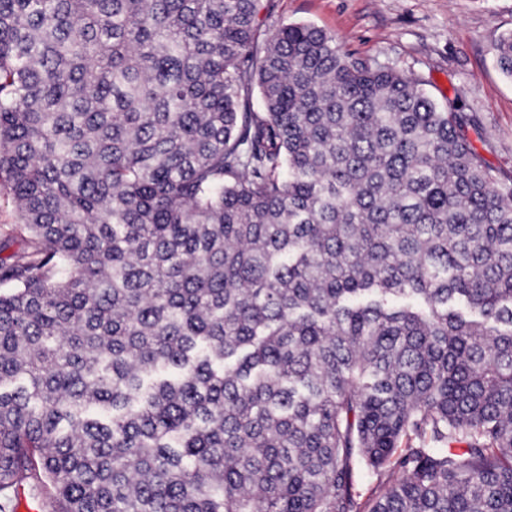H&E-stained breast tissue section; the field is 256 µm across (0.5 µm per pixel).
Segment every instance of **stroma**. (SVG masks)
Here are the masks:
<instances>
[{"label":"stroma","mask_w":512,"mask_h":512,"mask_svg":"<svg viewBox=\"0 0 512 512\" xmlns=\"http://www.w3.org/2000/svg\"><path fill=\"white\" fill-rule=\"evenodd\" d=\"M307 23L334 36L351 58L418 77L437 100H456L466 134L493 174L512 184V79L495 46L512 32V0H273L264 29ZM28 233L0 171V259Z\"/></svg>","instance_id":"obj_1"}]
</instances>
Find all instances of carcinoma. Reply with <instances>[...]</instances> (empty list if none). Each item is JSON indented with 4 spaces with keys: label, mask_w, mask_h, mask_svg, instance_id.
<instances>
[{
    "label": "carcinoma",
    "mask_w": 512,
    "mask_h": 512,
    "mask_svg": "<svg viewBox=\"0 0 512 512\" xmlns=\"http://www.w3.org/2000/svg\"><path fill=\"white\" fill-rule=\"evenodd\" d=\"M271 7L0 0L1 498L512 512V185L454 101ZM27 237L14 203L9 176L6 171H0V259L9 261L10 257L19 254L23 239Z\"/></svg>",
    "instance_id": "cac0c4a2"
}]
</instances>
